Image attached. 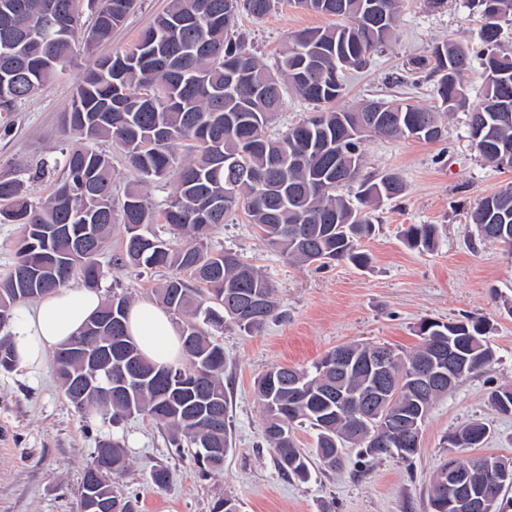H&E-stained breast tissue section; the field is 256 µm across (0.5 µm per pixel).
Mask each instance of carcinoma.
<instances>
[{"instance_id": "1", "label": "carcinoma", "mask_w": 512, "mask_h": 512, "mask_svg": "<svg viewBox=\"0 0 512 512\" xmlns=\"http://www.w3.org/2000/svg\"><path fill=\"white\" fill-rule=\"evenodd\" d=\"M396 2L394 9L379 14L375 0H291L298 9L340 23L290 35L271 69L246 49L236 18L244 13L263 19L278 0H169L129 49L96 59L84 74L64 123V131L80 145L69 150L63 164L44 162L34 173L53 176L52 192L35 202L25 190L24 170L0 176V224L20 226L15 261L0 278V319L12 322L21 304L44 297L76 275L86 287L97 288L102 275L97 256L116 224L123 226L125 239L112 265L167 270V278L155 289L157 300L166 311L184 316L180 336L185 363L159 366L142 354L127 330L130 299L114 292L103 300L81 333L53 352L61 387L82 416L100 415L114 424L133 412L147 416L170 430L176 451L189 447L201 474L224 469L230 450L224 347L211 339L209 330L231 323L258 331L276 315L278 302L270 278L236 252L211 248L208 232L241 212L263 241L290 261L320 267L334 262L368 265L361 243L374 231L372 212L382 202L401 197L406 186L397 173L359 178L369 104L343 110L335 104L345 95L348 74L365 68L391 40L407 0ZM496 2L497 16L481 22L477 45L437 43L430 56L412 62V71L426 70L435 78L436 105L380 99L389 127L374 134L438 142L444 137L445 118L462 110L469 135L482 145L479 155L498 169H512V50L500 42L503 25L512 24V0ZM58 4L73 9L71 31H45L29 38V22ZM85 5L93 12L86 29L81 26ZM134 5L135 0H0V112L18 111L45 83L70 68L76 50L94 55ZM234 59L247 62L249 77L230 87L225 66ZM475 59L482 68L483 93L480 103L470 107L464 80ZM288 91L310 106L309 115L272 137L267 130L276 123ZM96 140L118 146L138 175L119 199L113 192L118 174L110 157L81 145ZM171 177L174 192L161 210L166 237L155 228V211L143 188ZM88 178L94 181V194L86 196L82 184ZM356 179L355 199L337 193ZM471 219L478 236L487 241L504 225L512 229V186L482 197ZM61 225L73 233L90 227L92 249L68 258L62 267H44L20 285L29 263L45 252L64 249L57 236ZM436 233L434 224H413L405 240L412 248L431 249ZM187 275L195 287L186 284ZM240 294L264 297L268 307L240 313L232 304ZM489 332L488 322L480 317L423 319L418 325L421 343L408 354L385 345H341L358 360L378 350L394 359L395 391L373 413L364 410L373 380L362 367L343 374L323 359L310 370L269 368L257 379L256 395L264 438L278 471L287 478H310L309 452L300 448L294 434L301 424L315 430V454L332 470L343 466L349 445L364 449L367 458H378L369 450L371 437L392 414L417 409L405 378L424 359L429 342L450 341L473 355L478 365L460 376L462 382L493 363L496 353ZM102 347L112 348V356L99 361L102 385L120 366L134 374L129 395L97 402L81 394L78 380L89 369L88 358ZM290 378L300 382L303 399L288 385ZM504 400L512 406V384L497 386L488 395L490 405L505 415L500 406ZM488 433L489 427L474 421L452 432L450 441L466 448L479 438L482 446ZM209 448H222L224 454L208 455ZM102 464L109 479L128 470L119 441L100 442L95 460L85 469L80 501L87 499L90 487L98 486L112 512H137L114 484L96 478Z\"/></svg>"}]
</instances>
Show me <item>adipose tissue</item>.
Instances as JSON below:
<instances>
[{"label": "adipose tissue", "instance_id": "1", "mask_svg": "<svg viewBox=\"0 0 512 512\" xmlns=\"http://www.w3.org/2000/svg\"><path fill=\"white\" fill-rule=\"evenodd\" d=\"M102 304L99 290L63 286L22 311L11 323L9 341L20 374L35 378L48 354L78 336ZM128 329L146 358L159 365L182 361L179 336L170 315L143 299L128 312Z\"/></svg>", "mask_w": 512, "mask_h": 512}]
</instances>
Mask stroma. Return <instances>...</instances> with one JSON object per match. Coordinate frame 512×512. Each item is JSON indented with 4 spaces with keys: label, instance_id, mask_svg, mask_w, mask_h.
Masks as SVG:
<instances>
[{
    "label": "stroma",
    "instance_id": "obj_1",
    "mask_svg": "<svg viewBox=\"0 0 512 512\" xmlns=\"http://www.w3.org/2000/svg\"><path fill=\"white\" fill-rule=\"evenodd\" d=\"M167 5L168 0H137L98 55L129 48ZM333 23L332 17L279 0L264 19L241 16L238 30L247 49L270 65L294 31ZM478 27L463 0L438 6L410 0L385 51L351 72L339 107L373 98L433 106L432 81L400 83L407 61L426 55L434 43L475 38ZM92 65V58L77 55L66 73L44 84L19 111L0 113V175L21 165L63 160L71 146L61 133L64 116ZM361 149L364 175L395 171L407 186L403 198L383 202L376 212L375 233L362 243L369 266L333 263L319 269L289 262L267 248L241 216L210 232L211 247L233 249L267 274L283 311L260 331L247 334L228 326L214 334L224 347L232 440L223 471L201 478L189 458L171 448L167 429L149 418L115 424L82 417L65 397L52 364H44L32 381L0 369V512H79L83 470L99 441L111 438L130 455L128 471L115 483L137 498L139 512H210L214 501L227 494L237 500L240 512H430L434 472L448 458L473 454L469 448L451 447L447 437L474 419L491 430L484 453L512 457V416L499 414L487 401L494 387L512 384V251L481 240L470 221L479 198L512 183V170L481 159L461 111L449 116L441 142L370 136ZM412 224L437 225L433 249L419 251L406 244L404 231ZM123 240L122 228H115L98 258L105 272L100 289L108 295L117 285L132 301L152 298L159 272L137 274L112 265ZM466 315L489 322L496 360L431 410L413 459L369 460L349 448L338 470L312 460L308 481L278 472L264 441L255 395L260 374L276 365L311 366L349 342L384 343L408 353L420 343L416 326L421 319L448 322ZM160 465L170 473L162 488L150 482Z\"/></svg>",
    "mask_w": 512,
    "mask_h": 512
}]
</instances>
